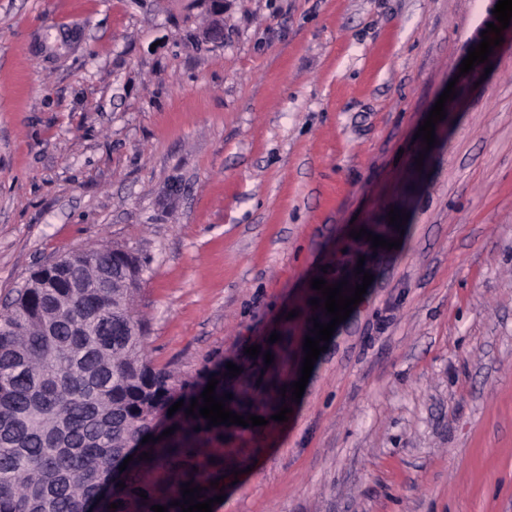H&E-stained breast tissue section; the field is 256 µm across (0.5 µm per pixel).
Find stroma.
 <instances>
[{
  "mask_svg": "<svg viewBox=\"0 0 512 512\" xmlns=\"http://www.w3.org/2000/svg\"><path fill=\"white\" fill-rule=\"evenodd\" d=\"M487 6L0 0V307L64 253L127 247L148 360L179 384L234 363L268 420L121 482L164 498L194 469L212 512H512V33L459 71ZM367 273L282 397L329 320L311 279ZM274 332L287 358L246 355Z\"/></svg>",
  "mask_w": 512,
  "mask_h": 512,
  "instance_id": "stroma-1",
  "label": "stroma"
}]
</instances>
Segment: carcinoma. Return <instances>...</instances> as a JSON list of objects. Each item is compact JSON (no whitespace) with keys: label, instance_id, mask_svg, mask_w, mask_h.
I'll list each match as a JSON object with an SVG mask.
<instances>
[{"label":"carcinoma","instance_id":"1","mask_svg":"<svg viewBox=\"0 0 512 512\" xmlns=\"http://www.w3.org/2000/svg\"><path fill=\"white\" fill-rule=\"evenodd\" d=\"M127 258L120 247L74 252L59 287L20 288L0 313V512H83L158 418L177 429L149 443L141 467L186 455L204 434L224 430L186 415L192 399L203 404L200 392L175 387L170 371L146 359L145 322L133 308L146 263L133 258V286L101 279ZM188 481L200 485L187 472L168 498L135 497L130 510L181 501Z\"/></svg>","mask_w":512,"mask_h":512}]
</instances>
